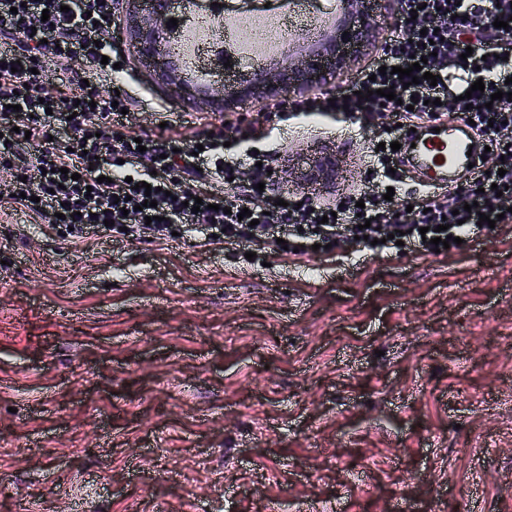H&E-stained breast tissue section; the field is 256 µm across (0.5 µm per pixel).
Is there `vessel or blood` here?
Wrapping results in <instances>:
<instances>
[{
	"label": "vessel or blood",
	"instance_id": "b4317fda",
	"mask_svg": "<svg viewBox=\"0 0 512 512\" xmlns=\"http://www.w3.org/2000/svg\"><path fill=\"white\" fill-rule=\"evenodd\" d=\"M483 153V145L474 142L467 123L455 116L441 123L439 129L413 136L411 144L402 146L400 160L421 172L427 189L444 191L471 175L472 163Z\"/></svg>",
	"mask_w": 512,
	"mask_h": 512
}]
</instances>
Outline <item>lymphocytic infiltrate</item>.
<instances>
[{"label":"lymphocytic infiltrate","mask_w":512,"mask_h":512,"mask_svg":"<svg viewBox=\"0 0 512 512\" xmlns=\"http://www.w3.org/2000/svg\"><path fill=\"white\" fill-rule=\"evenodd\" d=\"M403 17L377 66L409 67L414 58L424 59V71L437 75V82L421 80L405 85L397 75L369 78L361 75L336 94L331 116L352 118L355 110L375 111L371 142L378 145L372 184L361 198H348L335 217L322 206H287L275 196L261 192L251 175L260 156L225 155L220 136L196 135L190 139L136 137L123 132L125 121L112 87L113 64L105 63L112 47L99 43L107 27L111 5L104 0H0V176L10 195L11 210L48 223L64 221L77 235L103 230L106 220L125 226L127 211L137 219L151 217L150 228L162 234L171 225H204L217 243L240 245L260 239L275 243L283 239L288 249L311 254L313 245L357 239L359 247L389 233L385 249L397 242L430 253L434 244L424 241L420 230L444 224L449 235L467 240L482 234L480 214L502 215L512 224V212L503 200L512 198V147L497 133L503 122L512 123V101L495 99L512 77V39L500 37L487 43L483 20L512 18V0H402ZM439 32L430 41V32ZM87 64L84 80L67 93L51 90L55 72H68L75 58ZM463 72L468 82L483 81L470 101L456 100L448 85L449 75ZM393 89L395 99L381 97ZM474 120L477 133L489 136L491 164L488 173L470 182L475 208L461 211L448 193L426 194L414 202L412 211H398L386 200L388 187L398 183V157L392 151L396 126L410 128L426 118L444 113ZM65 139H57L58 129ZM40 173L36 187L23 177ZM151 184V192L141 183ZM503 195H496V188ZM153 206H146V199ZM201 199L198 212L189 204ZM364 209H357V202ZM251 219H240L241 210ZM370 221L366 238H359V224ZM401 240H392L395 231Z\"/></svg>","instance_id":"1"}]
</instances>
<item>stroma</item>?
<instances>
[{
    "instance_id": "stroma-1",
    "label": "stroma",
    "mask_w": 512,
    "mask_h": 512,
    "mask_svg": "<svg viewBox=\"0 0 512 512\" xmlns=\"http://www.w3.org/2000/svg\"><path fill=\"white\" fill-rule=\"evenodd\" d=\"M286 107L228 114L156 84L119 22L128 127L272 153L270 187L367 185L365 113L303 117L396 31ZM291 120H282L283 112ZM335 158L331 178L304 173ZM0 512H512V224L440 255L254 259L198 231L91 234L0 213Z\"/></svg>"
}]
</instances>
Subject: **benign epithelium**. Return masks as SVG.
Wrapping results in <instances>:
<instances>
[{
    "label": "benign epithelium",
    "instance_id": "7a95c632",
    "mask_svg": "<svg viewBox=\"0 0 512 512\" xmlns=\"http://www.w3.org/2000/svg\"><path fill=\"white\" fill-rule=\"evenodd\" d=\"M375 0H342V12L332 31L314 42L308 52L282 50L283 60L274 68L261 67L249 80L232 81L229 73L206 70L204 89H196L177 66L172 45L174 8L187 6L185 0H123L125 25L133 56L152 67L155 79L173 93L197 99L220 112H233L246 102L288 101L314 80H331L347 69L354 56L374 38L372 3ZM349 35H344V32Z\"/></svg>",
    "mask_w": 512,
    "mask_h": 512
}]
</instances>
